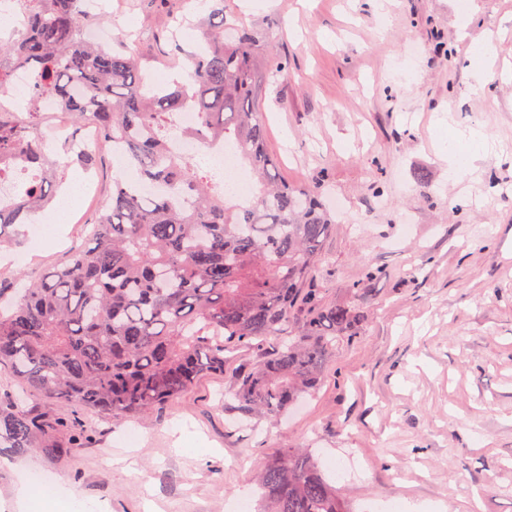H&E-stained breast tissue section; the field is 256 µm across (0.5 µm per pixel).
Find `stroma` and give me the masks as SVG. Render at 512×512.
<instances>
[{
	"instance_id": "35a3bbf8",
	"label": "stroma",
	"mask_w": 512,
	"mask_h": 512,
	"mask_svg": "<svg viewBox=\"0 0 512 512\" xmlns=\"http://www.w3.org/2000/svg\"><path fill=\"white\" fill-rule=\"evenodd\" d=\"M212 0H181L173 25L158 0H105L150 77L181 71ZM224 10L268 35L256 59L267 149L280 180L340 199L323 241L326 302L357 301L364 321L338 342L320 388L287 416L238 425L224 390L229 361L186 395L135 421L90 424L84 406L30 393L0 365V405L56 422L70 453L12 458L0 468V512H43L20 500L31 474L61 502L98 512H233L255 499V477L283 444L360 458L358 478L324 473L354 512L384 501L423 512H512V0H224ZM495 57L474 69L480 41ZM285 69L270 80L271 61ZM478 127L491 145L454 177L436 139ZM58 196L74 181L77 219L51 234L0 245V286L39 279L81 243L116 178L109 150L91 170L65 153ZM140 439L129 445L127 432ZM197 439V454L177 437Z\"/></svg>"
}]
</instances>
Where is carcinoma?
<instances>
[{"label":"carcinoma","instance_id":"cac0c4a2","mask_svg":"<svg viewBox=\"0 0 512 512\" xmlns=\"http://www.w3.org/2000/svg\"><path fill=\"white\" fill-rule=\"evenodd\" d=\"M83 5L30 0L26 30L0 40V60L32 71V100L52 97L70 122L123 143L139 182L156 191L137 194L115 179L88 241L0 307V365L31 392L123 421L224 373V353L243 349L253 360L232 377L227 408L241 420H275L321 385L336 343L356 334L363 315L314 288L335 220L318 192L276 176L254 71L264 44L215 0L188 81L152 92L124 39L83 42ZM188 105L200 115L196 136L232 142L249 166L259 188L247 205L214 194L209 174L170 148L168 131ZM37 116L0 118V155H21L30 174L23 201L0 207V239L52 198L57 169L35 139ZM53 430L26 409L0 408V458L67 453ZM257 482L265 512H350L303 448L280 449Z\"/></svg>","mask_w":512,"mask_h":512}]
</instances>
